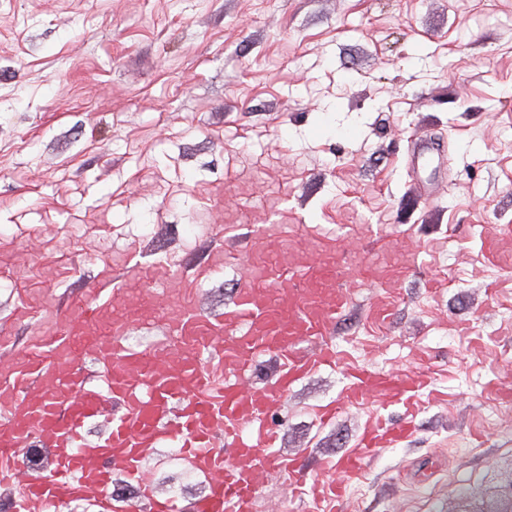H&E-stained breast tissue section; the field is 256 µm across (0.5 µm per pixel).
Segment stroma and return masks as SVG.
Returning <instances> with one entry per match:
<instances>
[{
  "mask_svg": "<svg viewBox=\"0 0 512 512\" xmlns=\"http://www.w3.org/2000/svg\"><path fill=\"white\" fill-rule=\"evenodd\" d=\"M508 226L512 0H0V378L96 289L144 302L129 342L155 352L169 309L222 314L313 245L348 295L329 342L421 383L341 512H483L512 494ZM343 386L313 371L265 421L315 478L405 417L372 395L320 420ZM172 455L146 473L191 506L209 480ZM256 512L316 509L266 476Z\"/></svg>",
  "mask_w": 512,
  "mask_h": 512,
  "instance_id": "1",
  "label": "stroma"
}]
</instances>
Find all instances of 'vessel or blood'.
<instances>
[{"label": "vessel or blood", "mask_w": 512, "mask_h": 512, "mask_svg": "<svg viewBox=\"0 0 512 512\" xmlns=\"http://www.w3.org/2000/svg\"><path fill=\"white\" fill-rule=\"evenodd\" d=\"M305 277L303 287L280 280L268 284L264 271L249 275L246 287L233 296L223 316L202 319L192 312L174 314L168 333L175 350L151 358L127 343L130 323L113 316L106 332L96 330L100 306H86L67 317L66 336L47 342L40 358L27 367L43 371L39 396L20 394L14 379L0 381V486L24 483L18 512H56L61 498L105 494L112 468L121 465L138 483L141 500L152 512H180L177 501L156 492L144 475L149 449L161 444L180 448L198 471L211 475L207 495L194 512H255L259 477L274 473L306 492L316 504L335 512L349 481L361 478L367 459L384 443L409 437L412 418L380 423L366 432L358 448L341 456L328 470V480L312 478L301 455L276 449L277 434L262 417L283 401L296 381L314 369L338 366L335 348L323 340L330 323L347 304L345 293L322 288L328 261L296 256ZM314 343L312 352L303 346ZM91 348L107 369L93 386L75 362L77 345ZM224 351V386L216 388L205 364L214 348ZM279 357L280 371L261 386L246 389L239 380L260 356ZM338 402L319 410L332 420L340 405L355 404L376 393L414 406L418 390L398 372L374 373L352 368ZM111 410L108 433L98 442L83 437L88 420ZM223 446H216V438ZM53 449L47 472L23 478L21 454L31 440Z\"/></svg>", "instance_id": "vessel-or-blood-1"}]
</instances>
